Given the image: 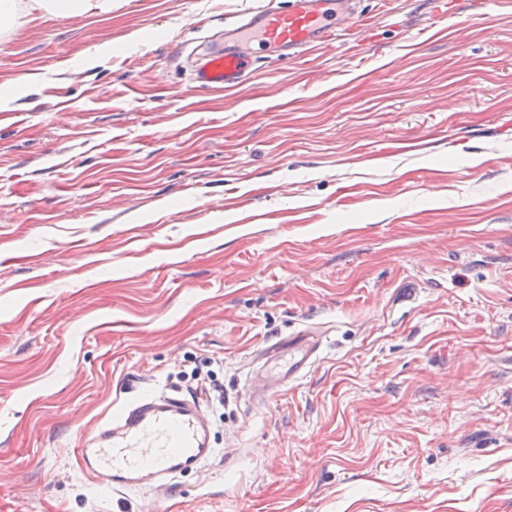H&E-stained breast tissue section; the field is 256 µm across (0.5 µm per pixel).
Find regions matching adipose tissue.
<instances>
[{
  "label": "adipose tissue",
  "mask_w": 512,
  "mask_h": 512,
  "mask_svg": "<svg viewBox=\"0 0 512 512\" xmlns=\"http://www.w3.org/2000/svg\"><path fill=\"white\" fill-rule=\"evenodd\" d=\"M111 11L112 0H0V34L36 18L94 16Z\"/></svg>",
  "instance_id": "ef3b65f1"
}]
</instances>
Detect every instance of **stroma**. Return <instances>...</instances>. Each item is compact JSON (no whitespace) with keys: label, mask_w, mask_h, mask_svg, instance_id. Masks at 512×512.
Wrapping results in <instances>:
<instances>
[{"label":"stroma","mask_w":512,"mask_h":512,"mask_svg":"<svg viewBox=\"0 0 512 512\" xmlns=\"http://www.w3.org/2000/svg\"><path fill=\"white\" fill-rule=\"evenodd\" d=\"M266 3L0 36V512H512V0L434 31L432 0H364L361 54L190 90ZM306 325L315 367L252 401L253 352ZM191 356L224 382L213 455L93 490L81 435L191 394Z\"/></svg>","instance_id":"obj_1"}]
</instances>
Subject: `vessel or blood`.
Listing matches in <instances>:
<instances>
[{"instance_id":"vessel-or-blood-1","label":"vessel or blood","mask_w":512,"mask_h":512,"mask_svg":"<svg viewBox=\"0 0 512 512\" xmlns=\"http://www.w3.org/2000/svg\"><path fill=\"white\" fill-rule=\"evenodd\" d=\"M358 0H288L286 8L261 7L224 31L191 70V85L227 92L247 79L259 49L296 58L345 39L366 37ZM325 333L305 328L259 348V369L249 391L259 400L306 376L325 346ZM209 423L196 396L146 391L124 399L111 416L81 436L75 450L82 472L115 492L149 486L210 456Z\"/></svg>"}]
</instances>
